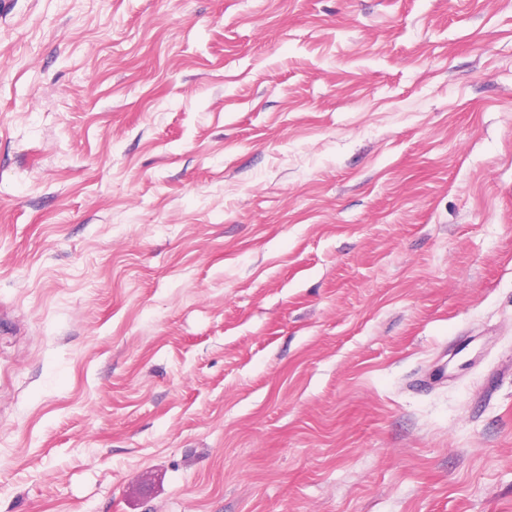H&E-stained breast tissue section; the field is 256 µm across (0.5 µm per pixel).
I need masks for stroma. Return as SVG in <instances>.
<instances>
[{
  "instance_id": "obj_1",
  "label": "stroma",
  "mask_w": 512,
  "mask_h": 512,
  "mask_svg": "<svg viewBox=\"0 0 512 512\" xmlns=\"http://www.w3.org/2000/svg\"><path fill=\"white\" fill-rule=\"evenodd\" d=\"M0 512H512V0H0Z\"/></svg>"
}]
</instances>
